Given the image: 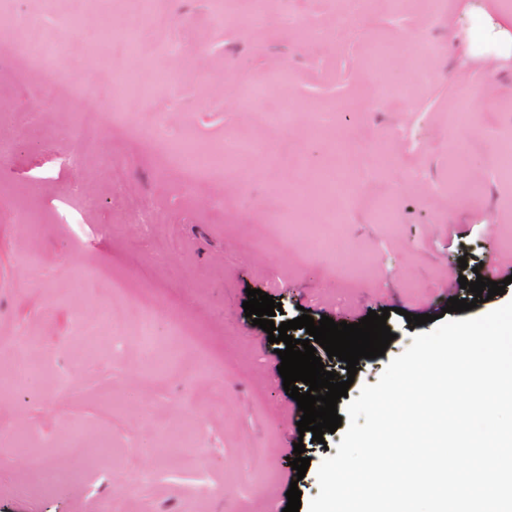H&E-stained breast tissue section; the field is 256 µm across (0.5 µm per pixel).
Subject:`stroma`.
<instances>
[{"instance_id":"35a3bbf8","label":"stroma","mask_w":512,"mask_h":512,"mask_svg":"<svg viewBox=\"0 0 512 512\" xmlns=\"http://www.w3.org/2000/svg\"><path fill=\"white\" fill-rule=\"evenodd\" d=\"M340 6L349 24L338 25ZM340 6L266 0L256 26L243 10L219 22L220 0H167L132 56L103 35L105 20L134 21L132 0H0L1 14L37 17L46 37L60 36L65 54L57 70L0 48V142L14 145L0 156V337L41 341L0 354V369L19 358L38 366L25 387L0 394V512H102L108 499L123 512H271L293 483L309 502L342 434L317 443L299 432L281 360L245 316L247 288L281 303L277 324L305 311L353 324L390 308L394 338L383 356L360 359L355 398L419 334L407 314L472 299L458 279L476 281L477 266L512 268V182L496 177L498 140L512 136V9L502 0H414L400 14L388 0ZM65 14L79 24L60 29ZM376 45L388 51L379 74L368 66ZM158 68L179 69L180 83L152 98L111 85V73L143 81ZM258 79L268 87L260 101L247 94ZM46 83L64 96L41 98ZM463 96L476 103L465 130L454 119ZM89 107L103 127L81 143L69 130ZM20 120L32 137L17 144ZM155 128L191 131L202 155L231 135L271 151L227 159L189 184L146 138ZM336 152L346 221L332 226L299 204L322 186L299 183L298 171L323 170ZM388 194L399 209L380 224L372 202ZM474 226L480 238L449 245V229ZM116 279L126 292H113ZM144 307L158 342L179 356L150 379L127 334ZM105 313L127 337L88 355L85 338ZM178 326L191 342H176ZM191 423L200 428L191 451L155 448L156 432ZM76 430L86 444L110 437L116 452L76 458L48 447ZM15 433L45 444L43 471L14 448ZM301 437L310 466L300 479L287 459Z\"/></svg>"}]
</instances>
